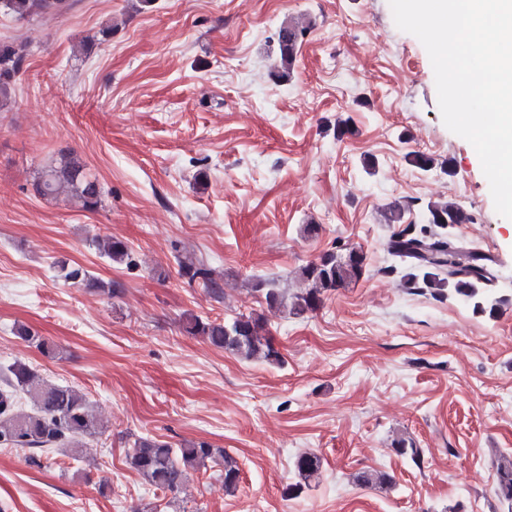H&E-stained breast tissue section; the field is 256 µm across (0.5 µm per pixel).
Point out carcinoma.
<instances>
[{
	"label": "carcinoma",
	"instance_id": "obj_1",
	"mask_svg": "<svg viewBox=\"0 0 512 512\" xmlns=\"http://www.w3.org/2000/svg\"><path fill=\"white\" fill-rule=\"evenodd\" d=\"M4 7L20 19H32L50 12H62L70 7V0H4ZM309 26L284 22L277 33V58L274 69L281 79L288 78L293 69L299 45ZM23 55L13 46L0 44V102L10 98L13 82L20 73ZM40 197L58 198L94 211L102 204L103 188L89 177L84 165L76 158L63 155L44 170L33 184ZM424 221L437 227L425 235L399 233L388 243V251L408 265L407 282L425 288H434L448 297L469 304L477 312H494L504 300L495 297L488 288L492 280L490 263L493 259L440 232L450 224H462L465 216L452 201H430L426 205ZM94 243L114 263L129 259L127 245L117 239H96ZM183 273L190 280L200 281L202 287L220 291L212 272L204 263L182 262ZM365 271V256L349 260L344 255L329 252L299 268L297 278L303 288L287 296L277 288L265 292L269 308L290 307L292 314L303 316L316 311L324 296L348 283L358 280ZM187 332L204 337L211 345L228 350L243 360H263L269 364L281 363L260 315H239L230 322L189 318ZM16 336L32 343L42 351L52 352L41 337L22 325ZM101 424L89 402L69 385L45 383L27 363L16 361L7 366L0 386V445L29 449L37 455L49 454L61 448H78L80 441L100 433ZM213 463L223 467L224 489L233 492L239 481L237 461L222 448H213L207 442L191 443L174 448L156 438H139L134 442L130 464L155 489L176 492L183 484L186 469L206 467ZM321 468V460L314 453H304L295 461L299 481L288 487V492L299 494L310 485ZM496 494L512 506V458L504 455L497 466Z\"/></svg>",
	"mask_w": 512,
	"mask_h": 512
}]
</instances>
